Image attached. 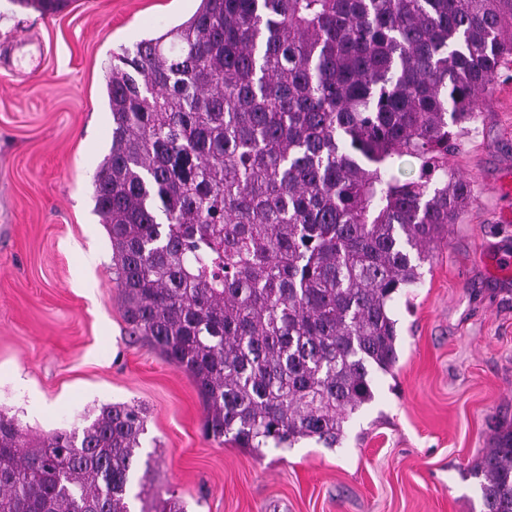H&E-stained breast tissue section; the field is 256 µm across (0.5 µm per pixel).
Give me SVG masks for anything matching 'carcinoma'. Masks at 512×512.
Here are the masks:
<instances>
[{
  "label": "carcinoma",
  "instance_id": "obj_1",
  "mask_svg": "<svg viewBox=\"0 0 512 512\" xmlns=\"http://www.w3.org/2000/svg\"><path fill=\"white\" fill-rule=\"evenodd\" d=\"M511 65L512 0H199L112 56L94 212L123 316L193 379L204 438L340 442L398 361L392 303L474 198L449 159ZM146 431L136 404L38 439L0 411V512H185ZM466 476L512 512L511 426Z\"/></svg>",
  "mask_w": 512,
  "mask_h": 512
}]
</instances>
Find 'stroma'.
Wrapping results in <instances>:
<instances>
[{"label": "stroma", "mask_w": 512, "mask_h": 512, "mask_svg": "<svg viewBox=\"0 0 512 512\" xmlns=\"http://www.w3.org/2000/svg\"><path fill=\"white\" fill-rule=\"evenodd\" d=\"M199 0H73L56 15L0 0V411L30 435L141 405L155 478L188 512H482L468 467L512 423V68L452 159L474 201L393 304L399 361L340 445L255 455L201 434L192 379L130 336L93 176L112 142L114 54ZM37 56L41 70L27 63Z\"/></svg>", "instance_id": "obj_1"}]
</instances>
